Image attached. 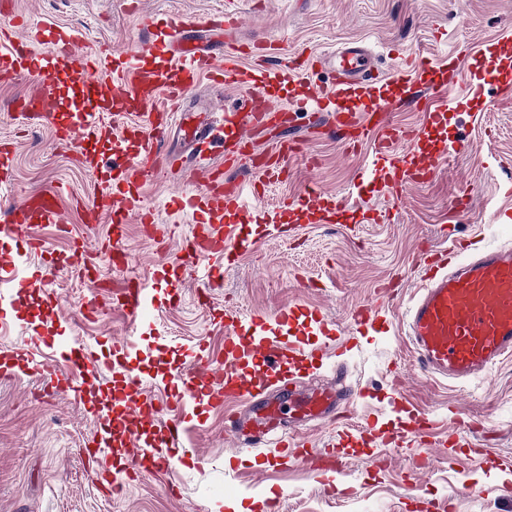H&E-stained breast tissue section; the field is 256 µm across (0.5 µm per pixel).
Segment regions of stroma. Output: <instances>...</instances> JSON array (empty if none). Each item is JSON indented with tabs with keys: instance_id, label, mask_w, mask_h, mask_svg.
I'll return each instance as SVG.
<instances>
[{
	"instance_id": "obj_1",
	"label": "stroma",
	"mask_w": 512,
	"mask_h": 512,
	"mask_svg": "<svg viewBox=\"0 0 512 512\" xmlns=\"http://www.w3.org/2000/svg\"><path fill=\"white\" fill-rule=\"evenodd\" d=\"M0 26L14 17L52 25L75 36L80 53L114 57L163 35L168 20L218 15L225 0H9ZM243 39H271L282 54L270 59L268 91L288 102L290 85L277 80L286 53L316 55L351 41L372 53L376 70L398 57H427L431 78L447 94L437 119L413 107L394 110L399 157L432 158L430 177H403L396 194L384 186L387 168L373 166L370 150L336 140L309 114L263 128L242 161L224 167V189L258 187L261 203L231 230L229 255L198 259V274L170 283L165 271L182 260L193 231L188 212L170 209L171 197L196 188L189 172H157L141 180L143 199L155 215L149 225L129 215L110 260L101 242L112 235V212L87 221L88 200L107 178H121L133 145L115 149L111 135L58 143L49 126L19 116L17 92H30V77L0 80V225L12 207L38 193L55 192L61 224L36 223L35 251L0 235V255L18 253L21 273L41 270L45 286L4 305L0 327V512H212L225 500L265 512H512L501 496L512 483V358L482 378L447 381L422 371L405 332V312L420 285L425 262L450 249L512 243V223L497 212L512 210V0H238ZM152 26H144V18ZM482 83L472 99L466 87ZM302 154L268 181L261 161L279 146ZM332 201L330 220L300 204L310 188ZM216 268L217 284L204 270ZM147 283L153 310L133 326L110 285ZM376 305L374 329L350 327L353 310ZM294 309L290 324H270L271 339L302 345L306 356L284 362L281 376H263L264 400L282 409L296 441L343 455V480L310 477L306 467L276 469L272 445L242 453L224 433V414L205 403L176 406L172 374L195 367L198 351L221 360L230 326L255 335L253 313ZM134 341L137 351L115 358V347ZM86 345L97 371L81 373L64 348ZM31 351L64 383H44L37 371L14 367L10 354ZM342 353L348 387L342 418L318 425L299 421L295 405L304 389L330 384L332 359ZM139 378L161 410L147 439L168 459L165 472H119L97 449L104 421L96 411L106 394L124 390L125 376ZM47 401L31 399L40 389ZM180 422L182 444H164L166 423Z\"/></svg>"
}]
</instances>
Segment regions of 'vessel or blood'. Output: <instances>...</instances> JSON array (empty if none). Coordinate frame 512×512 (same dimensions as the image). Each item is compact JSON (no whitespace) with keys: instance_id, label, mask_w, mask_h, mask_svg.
Here are the masks:
<instances>
[{"instance_id":"1","label":"vessel or blood","mask_w":512,"mask_h":512,"mask_svg":"<svg viewBox=\"0 0 512 512\" xmlns=\"http://www.w3.org/2000/svg\"><path fill=\"white\" fill-rule=\"evenodd\" d=\"M238 20L233 13L212 16L200 22L172 25L166 38L145 42L127 52L125 59L110 63L108 58L81 60L74 53L73 37L50 26H30L20 38L0 36V74L27 75L37 81V91L21 101L18 109L32 118H42L56 125V134L67 142L76 135L89 138L102 133L94 117L102 112H134L138 123L122 127L115 133L116 144L135 136L138 168L126 170L122 181L108 187L106 205L113 215L124 217L136 213L141 223H152L150 208L140 197L139 176L168 161L178 170L175 154L162 151V140L170 122H177L189 143V169L199 178L198 189L171 198L172 207L192 212L196 231L184 250L188 257L220 256L228 247L229 232L224 222H244L256 210L258 195L243 199L241 194L225 196L218 182L222 169L210 153L217 142L214 122L200 119L197 109L186 101V94L203 80H210L209 103L221 99L225 87L243 89L244 95L225 119L235 127L234 143L225 145L226 158H234L239 147L247 145L260 127L268 122L302 112H332L336 115L334 131L344 138L347 128L358 130L360 137L375 145L376 160L397 167L394 146L399 138L389 121L393 101L386 94L387 82L403 83L411 71L427 70L424 61L404 58L390 80L375 72L361 45L350 42L324 53L320 62L331 68L333 81L305 91L280 103L258 88L260 78L256 63L278 53L276 43L263 40L242 41L234 38ZM67 62L69 69L60 75L49 70L48 59ZM82 86L86 94L87 117L70 125L59 124L60 100L56 85L60 79ZM28 210L20 206L12 211L9 224L0 233L38 247L37 239L28 236L25 225ZM13 257L0 259V286L18 291L40 288L41 272L28 276L18 273ZM149 289L136 288L125 299L131 320L141 319L151 308ZM406 334L416 358L426 372L452 380H468L492 369L512 357V246H492L458 261L448 270L424 278L405 314ZM260 360L268 370L279 372L286 356L264 336H243L237 329L227 330L224 338V371L181 374L179 402L209 404L253 399L260 390L241 374L235 363L239 358ZM329 393L309 397L300 405L309 421L327 418ZM158 408L151 395H141L129 405L124 415L115 417V430L128 429L132 417L156 415ZM232 437H245L249 446L275 441L281 459L297 458L298 452L286 438L277 412L266 413L254 427L243 429L239 423L227 428Z\"/></svg>"}]
</instances>
